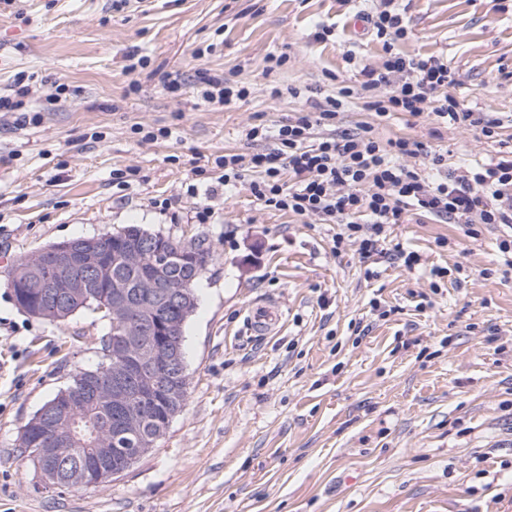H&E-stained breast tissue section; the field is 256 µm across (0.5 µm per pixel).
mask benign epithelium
<instances>
[{
    "label": "benign epithelium",
    "instance_id": "obj_1",
    "mask_svg": "<svg viewBox=\"0 0 512 512\" xmlns=\"http://www.w3.org/2000/svg\"><path fill=\"white\" fill-rule=\"evenodd\" d=\"M114 238L110 233L79 240L53 243L40 249L28 260L26 271L34 273L33 292L38 299L27 307L36 315L44 314L64 321L96 295L104 285L110 291L111 315L125 325L123 335L112 344L118 364L110 371L112 383L81 390L73 385L63 389L58 397L43 407L27 426V445L41 481L47 487L66 489L74 486H105L119 471L97 465V460L112 452L110 448H95L91 454L73 462L78 443V425L83 410L97 406L125 422L138 415L133 396L147 392L157 398L167 393L170 371L184 373L181 349L174 342L177 321L174 314L184 311L196 301L190 290L192 277L171 273L172 264L161 259V249L152 237L127 249L120 263L140 267L146 263L154 274L143 281L145 294L168 312L164 320L138 313V305L129 292L128 284L115 266L94 262L78 274L73 268L80 259L99 251L100 245Z\"/></svg>",
    "mask_w": 512,
    "mask_h": 512
}]
</instances>
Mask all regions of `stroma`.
<instances>
[{
  "instance_id": "35a3bbf8",
  "label": "stroma",
  "mask_w": 512,
  "mask_h": 512,
  "mask_svg": "<svg viewBox=\"0 0 512 512\" xmlns=\"http://www.w3.org/2000/svg\"><path fill=\"white\" fill-rule=\"evenodd\" d=\"M378 6L0 2V95L25 75L39 111L30 123L0 116V254L16 259L138 224L203 240L213 255L184 331L185 407L158 447L108 486L63 492L38 485L20 432L75 367L97 365L104 325L88 310L58 322L27 315L0 264V512H512V279L498 273L502 227L479 225L473 239L408 213L391 238L421 255L409 270L364 258L354 242L333 253L336 225L264 207L244 186L208 196L205 224L185 196L187 185H212L218 156L245 149V127L276 125L302 107L271 98V87L329 94L380 64L381 43L348 30ZM406 24L398 50L446 57L463 107L496 113L512 138V0H409ZM132 51L147 60L133 73ZM269 56L283 65L264 70ZM205 71L249 96L200 104ZM56 82L68 92L50 105ZM163 127L170 137L143 140ZM378 132L421 141L423 153L405 160L418 168L434 151L452 168L497 151L406 112ZM116 170L131 171L129 189L113 183ZM457 263L471 272L466 282L431 293L430 268ZM259 300L282 313L267 336L246 328Z\"/></svg>"
}]
</instances>
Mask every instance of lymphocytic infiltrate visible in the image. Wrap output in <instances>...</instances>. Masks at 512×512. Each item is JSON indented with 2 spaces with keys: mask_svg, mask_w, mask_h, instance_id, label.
Listing matches in <instances>:
<instances>
[{
  "mask_svg": "<svg viewBox=\"0 0 512 512\" xmlns=\"http://www.w3.org/2000/svg\"><path fill=\"white\" fill-rule=\"evenodd\" d=\"M372 34L382 41L385 57L378 67L362 68L359 90L338 87L324 100H310L306 110L282 120L277 128L255 124L245 129L248 143H264V150L228 153L218 157V186L247 185L263 206L301 217H316L337 225L335 248L358 243L365 257L393 254L407 269L421 264L419 252L396 248L388 252L392 225L402 223L411 210L439 221L458 224L474 236L478 224L509 227L498 248L512 273V150L472 168H449L444 154L433 153L430 172L404 165L423 149L407 138L380 140L369 123L355 129L338 126L343 101L358 94L377 118L392 112L430 114L438 123L498 138L503 125L489 112L462 109L449 89L454 84L447 58L406 55L395 43L407 35L404 11L397 0H382L368 14ZM325 128L312 142L315 128Z\"/></svg>",
  "mask_w": 512,
  "mask_h": 512,
  "instance_id": "lymphocytic-infiltrate-1",
  "label": "lymphocytic infiltrate"
}]
</instances>
